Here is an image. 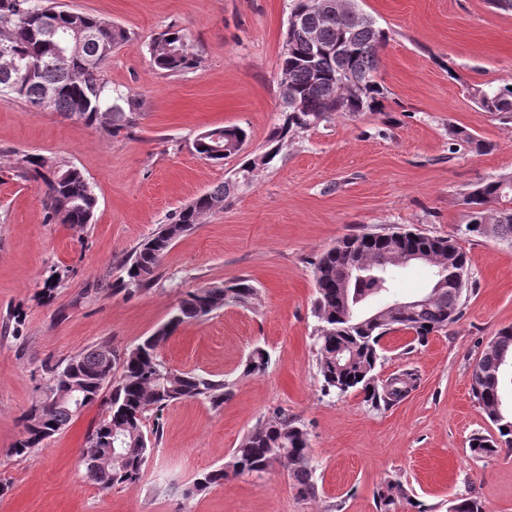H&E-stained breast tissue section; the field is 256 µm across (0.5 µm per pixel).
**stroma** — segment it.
Here are the masks:
<instances>
[{
    "label": "stroma",
    "mask_w": 512,
    "mask_h": 512,
    "mask_svg": "<svg viewBox=\"0 0 512 512\" xmlns=\"http://www.w3.org/2000/svg\"><path fill=\"white\" fill-rule=\"evenodd\" d=\"M129 30L105 62L113 85L141 104L131 135L111 136L57 112H32L0 96V321L14 308L22 339L0 331V512H379L374 490L401 480L428 512L457 497L485 512H512V448L479 458L473 435L495 428L475 401L471 370L487 344L512 326V242L465 235L462 196L512 172V125L473 102L476 85L512 83V11L488 0H358L389 34L379 51L381 112L335 116L283 146L273 164L239 187L224 208L176 240L152 286L120 284L125 256L170 213L239 167L195 152L208 129L239 126L246 153L261 150L282 119L279 60L291 0H63ZM185 33L201 67L170 75L150 63L148 44L168 26ZM489 143L448 151V128ZM65 160L97 197L91 224L44 221L45 188L12 175L17 152ZM397 228L454 238L473 259L472 286L457 322L424 344L410 333L382 341L379 381L409 370L417 386L388 409L361 393H321L312 334L313 262L353 234ZM70 277L38 298L51 267ZM257 290L254 304L227 305L183 325L162 346L166 364L224 380L213 408L184 400L161 417L137 486L99 489L79 468L85 436L105 413L85 408L47 445L21 457L22 418L44 396L41 364L102 343L123 350L152 334L185 292L236 278ZM264 373L244 375L255 349ZM283 412L309 434L319 494L301 499L281 465L262 478L228 475L192 496L203 473L227 465L259 420Z\"/></svg>",
    "instance_id": "obj_1"
}]
</instances>
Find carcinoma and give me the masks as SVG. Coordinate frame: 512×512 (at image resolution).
Segmentation results:
<instances>
[{
    "label": "carcinoma",
    "mask_w": 512,
    "mask_h": 512,
    "mask_svg": "<svg viewBox=\"0 0 512 512\" xmlns=\"http://www.w3.org/2000/svg\"><path fill=\"white\" fill-rule=\"evenodd\" d=\"M331 0H292L291 13L306 14L312 40L293 35L288 51L282 53L280 71L285 76L280 89L283 119L268 141L267 149L244 160L238 172L269 167L283 144L311 128L331 122L342 114L356 117L379 112L385 98L374 73L378 52L387 41L376 21L355 10L346 15L330 6ZM129 38L124 27L101 17L64 9L54 0H0V44L11 45L15 66L0 65V95L25 102L34 112H58L88 126L98 125L108 134L129 133L137 125L139 102L129 93L112 88L103 75V65L112 51ZM154 68L168 73L197 69L202 57L192 49L181 31L168 28L148 45ZM477 106L495 119L512 123V86L471 88ZM229 142L233 151L214 150L212 136ZM247 139L238 126L217 127L199 133L194 149L202 158L221 162L241 152ZM449 149L466 143L478 150L487 145L454 125L448 126ZM15 176L22 181H41L46 187L45 222L83 227L91 223L97 198L89 180L76 166L34 154L18 155ZM239 187L230 178L175 211L157 231L142 240L123 260L121 284L128 290L150 287L162 260L183 235L192 231L203 216L224 207ZM462 202L468 206L465 233L512 241V174L478 183ZM411 249L426 250L433 268V300L408 314L392 306L404 257ZM359 263L361 277L351 279L346 292L336 288V278L349 265ZM314 266L316 299L313 317L318 351V373L324 395L364 394V400L379 410L404 398L417 383L411 371L378 385L375 371L381 364V340L388 334L406 331L422 344L430 334L459 318L464 290L470 284L472 259L455 239L421 232L386 231L345 237L321 256ZM68 277V270L53 269L42 285L41 297L52 299ZM256 288L246 278L228 286L196 288L173 307L168 320L151 335L123 352L105 344L44 365L49 375V393L23 416L22 438L14 453L27 455L65 429L80 411L105 399L106 414L87 432L82 451L85 477L102 490L115 486L134 487L152 451L150 434L144 430L146 413L160 416L171 404L200 399L214 407L224 404L226 383L196 372L169 368L160 354L161 344L182 325L198 321L226 304L246 306L255 299ZM344 349L350 363L336 365V350ZM268 353L255 349L246 360L244 373L265 371ZM512 360V328L500 330L475 363L472 393L495 425L497 435H475L471 451L491 456L502 447L512 448V410L502 401L504 365ZM80 388L81 402L66 398L69 386ZM123 443L113 449V434ZM112 458V465L101 461ZM283 464L297 494L304 500L318 495L315 467L310 455L308 432L288 416L276 413L261 420L233 449L228 467L204 473L193 484L202 491L224 483L228 472L260 477L275 464ZM381 512L398 508L427 512L404 483L386 479L375 490ZM449 512H484L473 497L455 500Z\"/></svg>",
    "instance_id": "cac0c4a2"
}]
</instances>
